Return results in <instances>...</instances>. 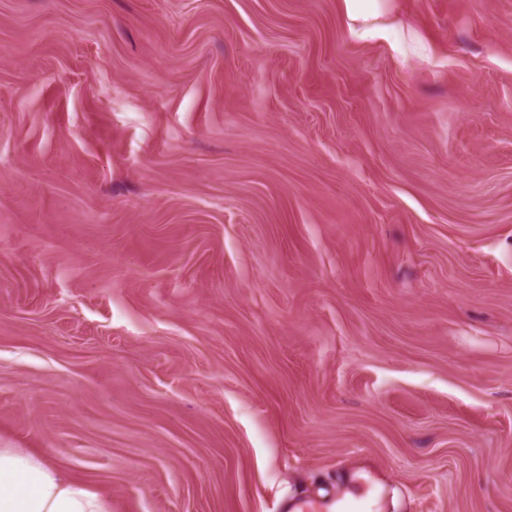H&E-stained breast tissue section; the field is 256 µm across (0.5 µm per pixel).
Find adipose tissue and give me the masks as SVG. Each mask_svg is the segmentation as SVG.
I'll return each mask as SVG.
<instances>
[{
    "label": "adipose tissue",
    "mask_w": 512,
    "mask_h": 512,
    "mask_svg": "<svg viewBox=\"0 0 512 512\" xmlns=\"http://www.w3.org/2000/svg\"><path fill=\"white\" fill-rule=\"evenodd\" d=\"M0 512H107V505L39 457L0 448Z\"/></svg>",
    "instance_id": "1"
}]
</instances>
